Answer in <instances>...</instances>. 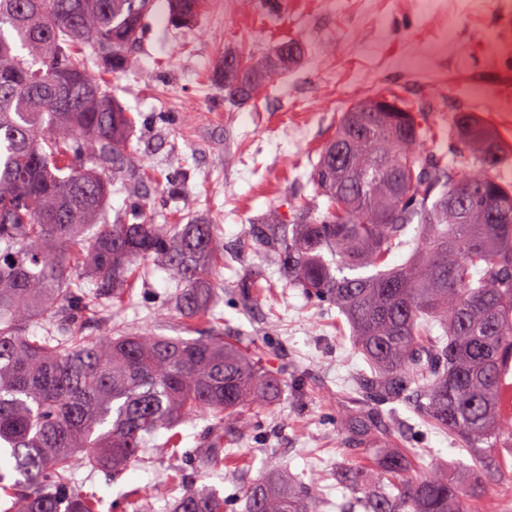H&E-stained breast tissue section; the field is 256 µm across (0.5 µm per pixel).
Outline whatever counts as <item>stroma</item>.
I'll use <instances>...</instances> for the list:
<instances>
[{
    "mask_svg": "<svg viewBox=\"0 0 512 512\" xmlns=\"http://www.w3.org/2000/svg\"><path fill=\"white\" fill-rule=\"evenodd\" d=\"M503 12L499 0H447L442 11L435 0H203L199 16L183 26L153 12L131 66L109 77L114 99L135 119L126 189L112 195L109 217L122 219L137 202L157 224L215 225L225 250L214 272L225 285L214 309L221 330L263 345L288 378L301 381L258 417L237 452L257 481L274 468L305 480L319 476L316 495L329 502L322 512H341L346 496L331 468L368 462V452L343 447L335 423L366 365L335 305L279 284L274 259L263 270L278 283L276 299L240 306L230 286L241 272L246 231L285 203L325 205L308 175L335 136L339 114L360 100L397 93L441 128L473 112L512 144V27ZM285 41L303 45L298 62L248 102L225 97L218 70L225 53L256 59ZM176 287L156 267L136 281L130 301L90 314L85 335L114 327L198 337L161 302ZM388 424L418 450L422 466L468 484L459 465L470 456L446 434L404 405ZM174 465L156 448L116 479L84 469L76 478L94 482L101 512H167L163 472Z\"/></svg>",
    "mask_w": 512,
    "mask_h": 512,
    "instance_id": "1",
    "label": "stroma"
}]
</instances>
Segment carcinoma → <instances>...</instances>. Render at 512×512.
Wrapping results in <instances>:
<instances>
[{
	"mask_svg": "<svg viewBox=\"0 0 512 512\" xmlns=\"http://www.w3.org/2000/svg\"><path fill=\"white\" fill-rule=\"evenodd\" d=\"M0 0V512H99L102 497L76 470L116 477L156 435L176 459L178 423L201 417L202 445L221 467L246 415L279 398L284 379L255 343L209 336H153L109 329L82 335L93 312L120 298L133 266L159 261L183 288L170 296L181 316L206 317L214 284L206 262L222 257L211 224L109 223L112 186L134 120L92 67L130 65L154 0ZM201 0H167V18L189 23ZM91 45L88 60L79 49ZM300 56L288 44L262 61L224 69V92L247 101L255 87ZM407 111L412 136L378 125L374 114L340 115L342 152L324 148L310 175L325 211L291 207L247 231L248 243L276 254L288 285L331 300L345 317L371 374L355 382V403L336 416L346 448H378L374 466L337 467L363 512H474L485 497L486 465L512 448V410L500 396L512 372V182L498 134L459 113L448 140L456 162L422 145L435 140L427 115ZM93 166H87V163ZM458 186L467 188L460 200ZM411 248L390 267L393 250ZM249 272L235 294L251 301ZM51 319L55 332L29 335ZM396 404L468 449L469 487L435 468L418 470L386 425ZM315 479L298 486L276 476L249 484L245 512H316ZM173 512H235L211 487L184 489Z\"/></svg>",
	"mask_w": 512,
	"mask_h": 512,
	"instance_id": "1",
	"label": "carcinoma"
}]
</instances>
